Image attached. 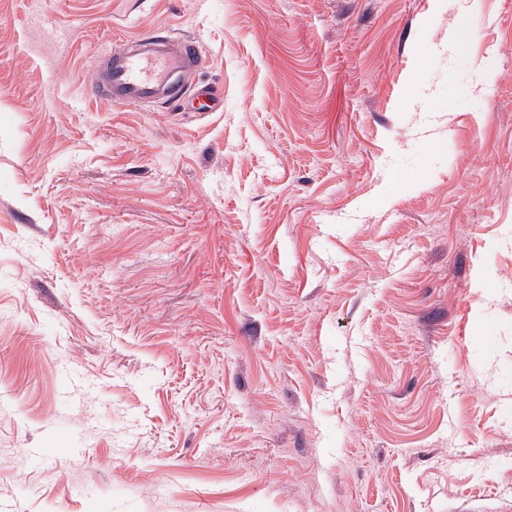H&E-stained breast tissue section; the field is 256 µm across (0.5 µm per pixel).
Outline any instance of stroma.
Instances as JSON below:
<instances>
[{
  "instance_id": "stroma-1",
  "label": "stroma",
  "mask_w": 512,
  "mask_h": 512,
  "mask_svg": "<svg viewBox=\"0 0 512 512\" xmlns=\"http://www.w3.org/2000/svg\"><path fill=\"white\" fill-rule=\"evenodd\" d=\"M0 512H512V0H0ZM198 43L167 27H156L134 40H122L104 57L93 87L114 104H179L185 90L178 79L199 63Z\"/></svg>"
}]
</instances>
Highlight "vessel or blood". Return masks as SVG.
<instances>
[{
	"label": "vessel or blood",
	"mask_w": 512,
	"mask_h": 512,
	"mask_svg": "<svg viewBox=\"0 0 512 512\" xmlns=\"http://www.w3.org/2000/svg\"><path fill=\"white\" fill-rule=\"evenodd\" d=\"M199 60L194 39L156 27L105 56L93 92L117 105L177 104L185 96L180 80Z\"/></svg>",
	"instance_id": "obj_1"
}]
</instances>
